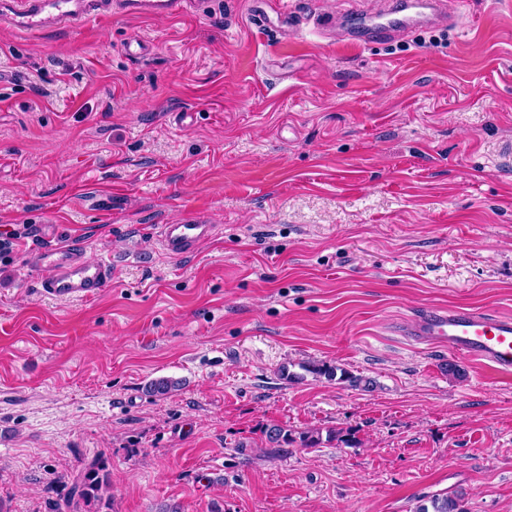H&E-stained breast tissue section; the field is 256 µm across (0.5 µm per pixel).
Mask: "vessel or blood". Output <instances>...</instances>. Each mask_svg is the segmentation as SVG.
<instances>
[{
  "instance_id": "obj_1",
  "label": "vessel or blood",
  "mask_w": 512,
  "mask_h": 512,
  "mask_svg": "<svg viewBox=\"0 0 512 512\" xmlns=\"http://www.w3.org/2000/svg\"><path fill=\"white\" fill-rule=\"evenodd\" d=\"M188 0H0V23L20 33H51L120 16L181 15ZM402 16L363 14L348 38L353 42L390 38L396 28L430 22L447 25L453 16L446 0H403ZM215 225L191 218L158 227L163 251L188 256L198 244L214 238ZM26 263L38 277L42 295L59 301L98 296L112 279V266L86 259L69 241L32 247ZM409 340L428 346L448 345L456 354L483 362L502 375L512 374V316L479 311L466 305L432 309L407 320L401 330Z\"/></svg>"
}]
</instances>
